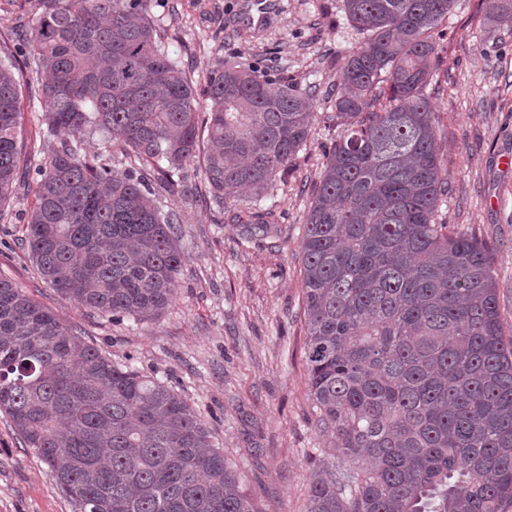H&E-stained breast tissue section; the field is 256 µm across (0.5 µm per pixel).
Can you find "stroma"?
<instances>
[{
  "label": "stroma",
  "mask_w": 512,
  "mask_h": 512,
  "mask_svg": "<svg viewBox=\"0 0 512 512\" xmlns=\"http://www.w3.org/2000/svg\"><path fill=\"white\" fill-rule=\"evenodd\" d=\"M488 0H454L435 37L437 81L427 93L450 191L438 213L448 234L489 246L505 333H512V21H494ZM42 0H0V63L21 81L18 161L0 205V277L54 313L113 362L179 392L236 471L260 512H306L313 478L335 472L338 454L314 406L306 362L301 234L325 154L342 132L329 92L362 37L342 0H148L165 49L191 77L199 111L219 63L275 68L280 81L317 86L307 143L268 203L272 232L243 236L249 213L215 203L202 163L186 166L191 195L162 194L179 218L182 266L175 295L152 321L112 318L60 297L40 278L22 242L35 203V170L59 145L45 134L41 77L17 67ZM0 512H79L0 413Z\"/></svg>",
  "instance_id": "obj_1"
}]
</instances>
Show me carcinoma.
I'll return each instance as SVG.
<instances>
[{
	"label": "carcinoma",
	"mask_w": 512,
	"mask_h": 512,
	"mask_svg": "<svg viewBox=\"0 0 512 512\" xmlns=\"http://www.w3.org/2000/svg\"><path fill=\"white\" fill-rule=\"evenodd\" d=\"M454 0H343L366 35L336 73L343 132L326 154L301 252L310 392L336 437L339 470L307 512H512V336L487 244L449 236L433 110V35ZM147 0H44L25 46L47 134L24 241L61 296L114 317L154 319L182 263L170 212L141 170L119 177L106 133L185 193L203 160L218 203H243L267 234L263 195L306 144L316 87L275 84L233 61L211 77L200 117ZM512 19V0H488ZM387 84L377 108L375 90ZM20 88L0 66V203L17 167ZM0 412L80 512H256L186 399L112 362L0 279Z\"/></svg>",
	"instance_id": "carcinoma-1"
}]
</instances>
